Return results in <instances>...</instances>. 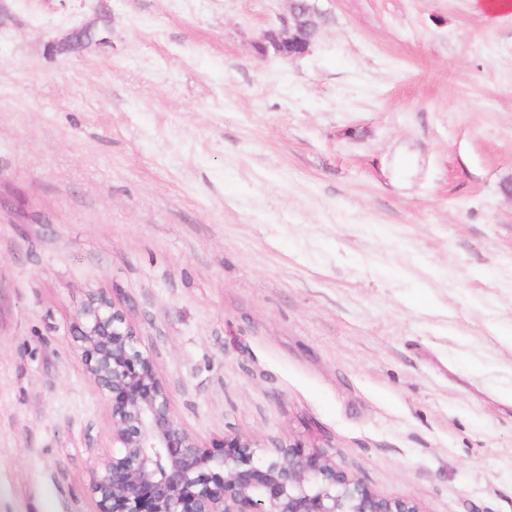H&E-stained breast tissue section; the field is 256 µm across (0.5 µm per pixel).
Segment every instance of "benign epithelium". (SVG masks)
Here are the masks:
<instances>
[{
    "label": "benign epithelium",
    "instance_id": "obj_1",
    "mask_svg": "<svg viewBox=\"0 0 512 512\" xmlns=\"http://www.w3.org/2000/svg\"><path fill=\"white\" fill-rule=\"evenodd\" d=\"M320 28L309 0L267 31L263 52L300 57ZM76 351L112 416V453L93 470L98 512H418L376 495L323 453L282 446L268 459L237 438L218 455L201 448L171 410L170 395L124 312L97 294L75 320Z\"/></svg>",
    "mask_w": 512,
    "mask_h": 512
}]
</instances>
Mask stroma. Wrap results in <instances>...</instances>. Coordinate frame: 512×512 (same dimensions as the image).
Listing matches in <instances>:
<instances>
[{
	"label": "stroma",
	"mask_w": 512,
	"mask_h": 512,
	"mask_svg": "<svg viewBox=\"0 0 512 512\" xmlns=\"http://www.w3.org/2000/svg\"><path fill=\"white\" fill-rule=\"evenodd\" d=\"M312 2L0 0V512H96L99 291L199 446L512 512V18ZM319 28V15L308 0H290L288 19L279 29L267 31L266 44L261 49L268 53L272 47L278 56H303L309 52Z\"/></svg>",
	"instance_id": "1"
}]
</instances>
